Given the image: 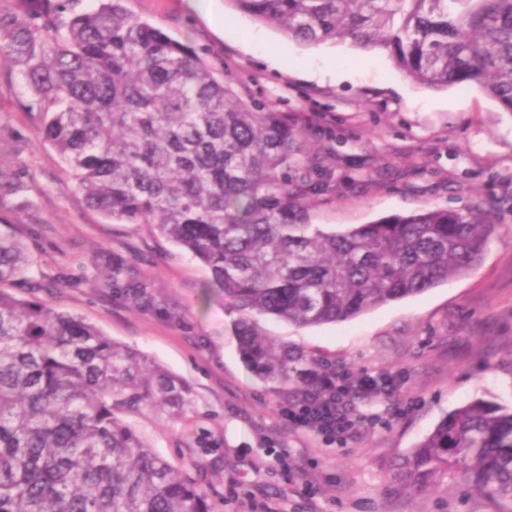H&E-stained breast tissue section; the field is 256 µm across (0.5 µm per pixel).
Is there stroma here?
<instances>
[{"label": "stroma", "mask_w": 512, "mask_h": 512, "mask_svg": "<svg viewBox=\"0 0 512 512\" xmlns=\"http://www.w3.org/2000/svg\"><path fill=\"white\" fill-rule=\"evenodd\" d=\"M134 16L203 52L243 98L287 113L320 155L326 188L311 221L330 229L426 208L482 201L497 226L467 275L359 317L302 327L255 316L260 333L305 348L350 374H386L396 391L360 406L343 444L295 428L285 405L242 362L224 300L207 269L148 224H109L86 202L57 153L37 141L27 90L0 60V146L30 205L0 189V233L20 231L36 277L33 299L73 312L139 350L192 388L176 421L132 423L194 478L215 512L228 501L278 512H495L451 476L426 491L393 479L397 460L461 406H512V112L476 87L430 90L378 50L351 41L304 46L220 0H127ZM122 264L148 285L136 302L100 292Z\"/></svg>", "instance_id": "stroma-1"}]
</instances>
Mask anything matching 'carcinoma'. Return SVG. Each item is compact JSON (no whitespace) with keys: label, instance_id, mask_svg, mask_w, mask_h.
<instances>
[{"label":"carcinoma","instance_id":"cac0c4a2","mask_svg":"<svg viewBox=\"0 0 512 512\" xmlns=\"http://www.w3.org/2000/svg\"><path fill=\"white\" fill-rule=\"evenodd\" d=\"M0 0L7 57L56 150L109 223L149 224L209 271L237 314L251 373L285 405L325 393L336 366L261 334L251 314L345 321L467 273L496 230L480 204L371 224L311 223L323 191L288 113L241 99L196 50L136 18L126 0ZM304 44L352 40L429 89L479 87L512 112V0H228ZM27 245L0 235V512H211L199 484L128 421L193 408L189 387L83 317L27 300L49 288ZM99 287L139 301L122 267ZM450 472L512 504V407L475 400L398 464L406 487Z\"/></svg>","mask_w":512,"mask_h":512}]
</instances>
